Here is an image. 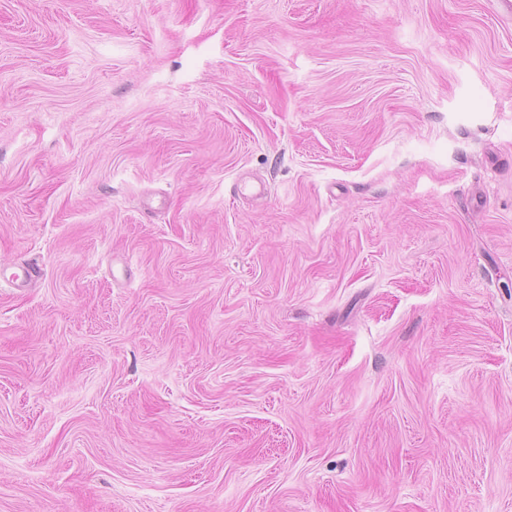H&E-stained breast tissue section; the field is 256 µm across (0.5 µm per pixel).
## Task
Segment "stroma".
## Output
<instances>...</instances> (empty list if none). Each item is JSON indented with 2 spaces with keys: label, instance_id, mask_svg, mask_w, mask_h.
Returning <instances> with one entry per match:
<instances>
[{
  "label": "stroma",
  "instance_id": "35a3bbf8",
  "mask_svg": "<svg viewBox=\"0 0 512 512\" xmlns=\"http://www.w3.org/2000/svg\"><path fill=\"white\" fill-rule=\"evenodd\" d=\"M29 260L0 512H512L495 0H0Z\"/></svg>",
  "mask_w": 512,
  "mask_h": 512
}]
</instances>
